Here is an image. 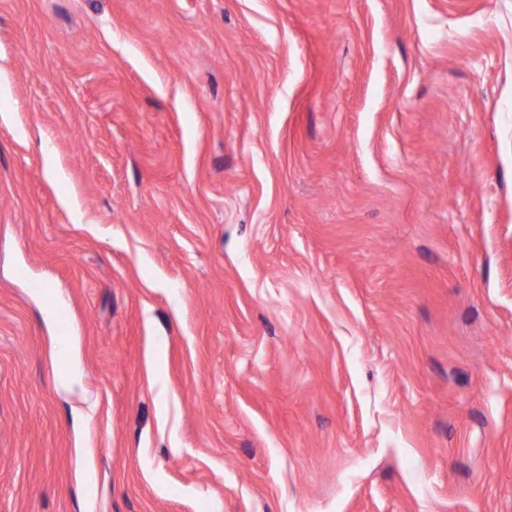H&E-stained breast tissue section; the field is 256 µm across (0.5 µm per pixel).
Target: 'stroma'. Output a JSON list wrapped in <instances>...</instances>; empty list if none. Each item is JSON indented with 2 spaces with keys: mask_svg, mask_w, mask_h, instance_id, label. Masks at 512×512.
Segmentation results:
<instances>
[{
  "mask_svg": "<svg viewBox=\"0 0 512 512\" xmlns=\"http://www.w3.org/2000/svg\"><path fill=\"white\" fill-rule=\"evenodd\" d=\"M0 512H512V0H0Z\"/></svg>",
  "mask_w": 512,
  "mask_h": 512,
  "instance_id": "stroma-1",
  "label": "stroma"
}]
</instances>
